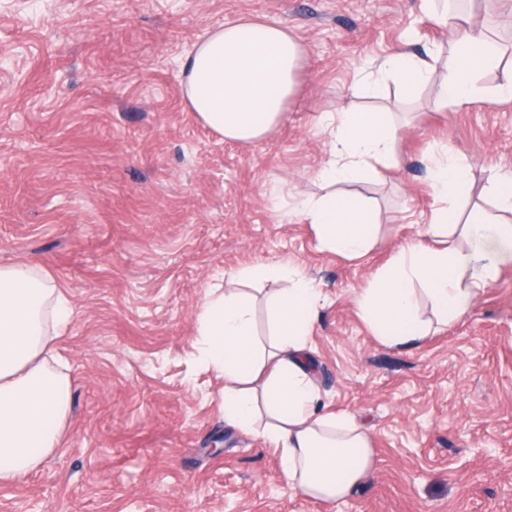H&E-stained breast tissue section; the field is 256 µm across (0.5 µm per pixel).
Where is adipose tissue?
I'll return each mask as SVG.
<instances>
[{
	"mask_svg": "<svg viewBox=\"0 0 512 512\" xmlns=\"http://www.w3.org/2000/svg\"><path fill=\"white\" fill-rule=\"evenodd\" d=\"M454 48L441 80L439 106L461 105L477 94L476 78L498 66L499 54L466 28H452ZM305 64V49L286 26L240 20L209 32L181 63V91L204 126L221 138L256 143L281 123ZM381 73L412 88L428 81L431 64L396 51ZM327 127L332 158L319 173L328 185L351 182L392 167L395 127L381 112H333ZM431 186L445 207L414 243L400 247L357 297L359 315L389 346H410L463 318L512 261V224L457 226L453 202L467 195L468 172L453 154L433 160ZM319 243L350 259L366 256L377 226L361 202L322 196L310 210ZM275 271L288 288L273 301L269 344L255 338L253 304L239 285L256 268L231 274V288L211 290L198 314L209 367L224 380L225 422L253 430L260 411L263 436L281 451L282 470L295 493L329 502L346 498L372 459L367 432L347 413H320L308 350L322 290L289 265ZM426 285L434 321L422 320L417 287ZM73 309L54 280L28 265L0 266V484L19 480L57 448L68 419L70 382L51 371L56 339Z\"/></svg>",
	"mask_w": 512,
	"mask_h": 512,
	"instance_id": "1",
	"label": "adipose tissue"
}]
</instances>
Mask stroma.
<instances>
[{
	"label": "stroma",
	"instance_id": "stroma-1",
	"mask_svg": "<svg viewBox=\"0 0 512 512\" xmlns=\"http://www.w3.org/2000/svg\"><path fill=\"white\" fill-rule=\"evenodd\" d=\"M502 53L478 95L438 107V79H380L397 50L446 62L425 0H0V265L49 273L74 308L55 368L71 384L58 448L0 486V512H512V263L448 329L410 347L370 332L356 297L439 202L449 151L472 187L462 221H504L512 176V0H466ZM243 18L288 26L306 52L276 130L226 141L187 107L180 62ZM381 80L372 97L368 83ZM386 112L401 162L348 184L378 224L353 260L322 247L302 201L325 194L329 112ZM290 263L321 284L309 338L322 412L367 429L368 475L339 503L293 494L280 454L225 423L224 381L196 327L208 289Z\"/></svg>",
	"mask_w": 512,
	"mask_h": 512
}]
</instances>
